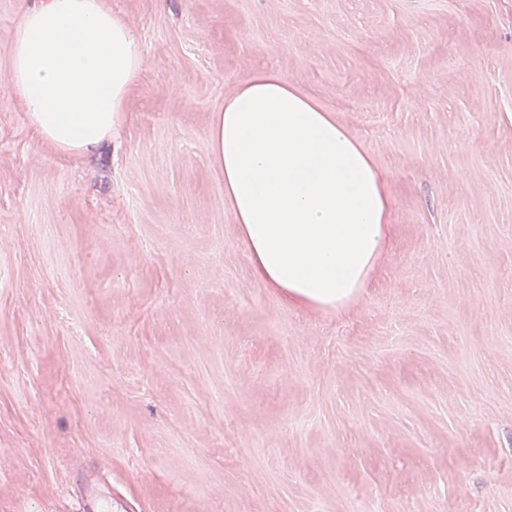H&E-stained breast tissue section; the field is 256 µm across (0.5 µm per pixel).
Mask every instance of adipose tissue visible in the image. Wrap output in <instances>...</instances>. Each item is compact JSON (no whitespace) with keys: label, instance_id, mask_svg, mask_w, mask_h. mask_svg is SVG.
Returning <instances> with one entry per match:
<instances>
[{"label":"adipose tissue","instance_id":"obj_1","mask_svg":"<svg viewBox=\"0 0 512 512\" xmlns=\"http://www.w3.org/2000/svg\"><path fill=\"white\" fill-rule=\"evenodd\" d=\"M8 53L11 86L44 142L78 157L112 143L143 52L105 0H38ZM207 139L254 279L294 307L358 300L386 250L392 201L335 115L258 69L214 112Z\"/></svg>","mask_w":512,"mask_h":512}]
</instances>
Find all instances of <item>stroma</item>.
Masks as SVG:
<instances>
[{"mask_svg":"<svg viewBox=\"0 0 512 512\" xmlns=\"http://www.w3.org/2000/svg\"><path fill=\"white\" fill-rule=\"evenodd\" d=\"M116 144L56 154L0 0V512H512V0H107ZM386 175L366 295L254 280L207 130L254 69Z\"/></svg>","mask_w":512,"mask_h":512,"instance_id":"obj_1","label":"stroma"}]
</instances>
